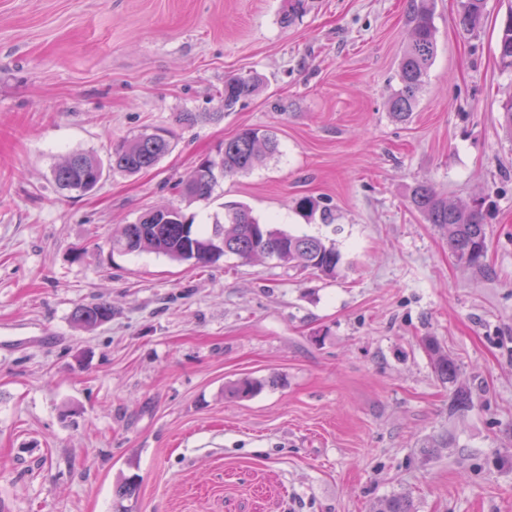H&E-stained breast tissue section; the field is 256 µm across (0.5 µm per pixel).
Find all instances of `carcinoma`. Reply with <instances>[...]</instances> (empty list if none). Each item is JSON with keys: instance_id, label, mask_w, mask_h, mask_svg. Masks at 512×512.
<instances>
[{"instance_id": "obj_1", "label": "carcinoma", "mask_w": 512, "mask_h": 512, "mask_svg": "<svg viewBox=\"0 0 512 512\" xmlns=\"http://www.w3.org/2000/svg\"><path fill=\"white\" fill-rule=\"evenodd\" d=\"M485 0H461L459 25L472 32L484 21ZM412 35L400 61L399 88L389 101V112L395 120L406 121L413 112L417 94L423 86L428 69L436 54V30L429 0H419L410 16ZM501 64L512 69V0L501 28L498 43ZM264 78L256 73L237 74L224 80V110L231 111L242 100L256 95ZM172 149L171 136L158 130H145L126 139L112 150L108 162L85 153L74 152L53 170V178L62 190L86 195L96 190L107 169L129 175L154 168ZM275 136L260 128H244L224 141L217 154L199 161L190 177L173 185L175 193L190 201L211 198L221 177H232L252 171L262 155L275 154ZM411 208L430 224L448 229V248L461 265L481 269L486 249L487 217L483 203L474 205L450 203L430 184H416L410 192ZM112 251L123 254L149 251L173 261H191L207 267L226 255L243 259L264 256L281 265L310 270L317 275L336 276L341 262L336 248L322 239L286 233L261 222L242 204L224 206V221L214 220L203 230L195 227L185 214L164 220L162 212L154 209L142 215L134 224H126L109 240ZM74 323L92 330L112 319V306L107 302L80 304L75 307ZM429 353L434 372L441 383L448 385L449 413L467 410L473 403L471 392L458 384L459 367L456 359L445 351L433 336L422 339ZM263 381L244 377L233 383L229 392L246 398L261 391ZM373 512H413L410 500L392 495L376 502Z\"/></svg>"}]
</instances>
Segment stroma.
<instances>
[{
    "label": "stroma",
    "instance_id": "35a3bbf8",
    "mask_svg": "<svg viewBox=\"0 0 512 512\" xmlns=\"http://www.w3.org/2000/svg\"><path fill=\"white\" fill-rule=\"evenodd\" d=\"M288 4L0 0V512H370L392 495L415 512H512L507 0H486L472 33L459 0H433L437 53L403 123L388 101L412 0H305L286 24ZM251 71L267 87L225 110V77ZM154 127L173 148L153 169L107 172L84 196L55 184L67 154L105 160ZM247 127L278 154L211 200L174 194ZM420 182L485 200L486 270L411 208ZM305 196L331 222L303 217ZM227 202L335 244L336 276L105 246L151 209L208 224ZM98 301L111 321L77 328L74 308ZM426 336L460 366L463 413ZM247 376L268 385L230 396ZM508 3L509 9L501 28L498 52L503 67L512 69V1L510 0ZM422 344L429 353L437 378L442 384H448L449 413L467 410L473 403V397L468 389L458 384L459 367L456 359L448 354L433 336L424 337Z\"/></svg>",
    "mask_w": 512,
    "mask_h": 512
}]
</instances>
